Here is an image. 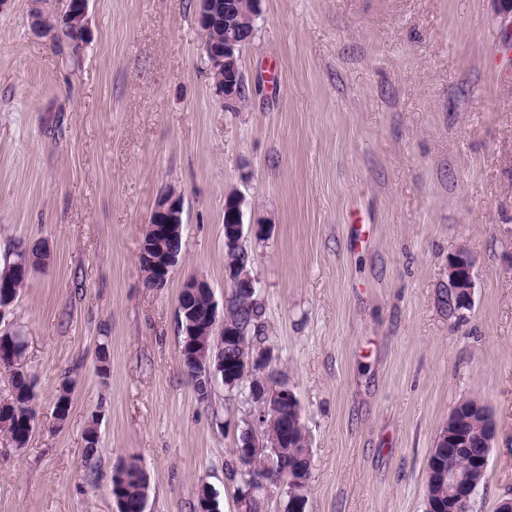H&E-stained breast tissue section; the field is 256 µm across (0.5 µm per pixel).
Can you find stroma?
Segmentation results:
<instances>
[{
    "mask_svg": "<svg viewBox=\"0 0 512 512\" xmlns=\"http://www.w3.org/2000/svg\"><path fill=\"white\" fill-rule=\"evenodd\" d=\"M195 5L89 0L72 55L32 28V0L0 9V269L51 253L0 323L25 338L34 393L27 444L0 433V512H113L130 461L150 477L147 512H194L201 481L245 512L233 450L249 407L220 384L198 397L177 318L189 278L220 306L232 291L231 192L261 228L244 241L256 346L300 405L306 512H425L430 451L468 399L496 422L472 512H497L512 497V55L492 0H262L234 111ZM171 187L181 252L152 288L140 248ZM463 249L475 288L453 312ZM464 253V257H458ZM448 262V288L454 309L466 308L470 304L474 288V258L468 251H461Z\"/></svg>",
    "mask_w": 512,
    "mask_h": 512,
    "instance_id": "35a3bbf8",
    "label": "stroma"
}]
</instances>
